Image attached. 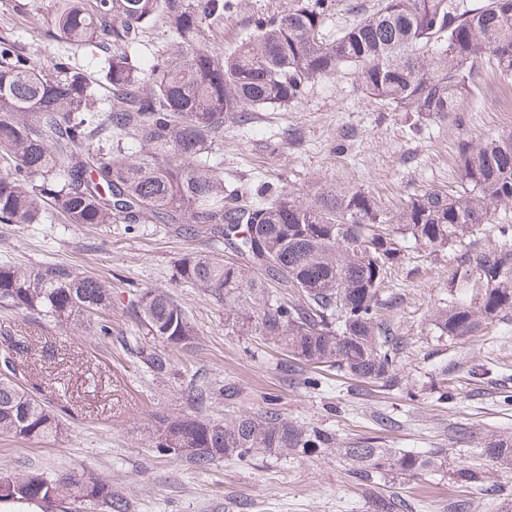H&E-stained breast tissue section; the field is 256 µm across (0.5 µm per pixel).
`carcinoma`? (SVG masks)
<instances>
[{
  "label": "carcinoma",
  "mask_w": 512,
  "mask_h": 512,
  "mask_svg": "<svg viewBox=\"0 0 512 512\" xmlns=\"http://www.w3.org/2000/svg\"><path fill=\"white\" fill-rule=\"evenodd\" d=\"M234 0H57L45 35L71 50L106 54L102 83L61 56L44 64L0 41V222L165 224L180 235L231 242L234 262L187 252L176 279L224 303L225 321L264 337L289 358L336 375L391 385L398 348L381 319L382 289L412 244L429 253L456 245L512 204V130L458 142L462 190L426 189L395 210L359 190L324 188L300 196L278 188H224L215 146L224 124L257 108L299 102L313 83L344 69L364 95L393 112L428 119L460 111L476 88V65L488 60L512 77V0H377L331 34L330 0H295L282 14L259 15L234 51L211 49L206 32ZM162 21L172 42L161 61L134 64L139 34ZM108 112L98 111L101 99ZM148 153L124 156L136 146ZM501 246L461 256L459 284L432 309L436 336H467L512 310V224H499ZM261 270L274 285L256 281ZM482 292L468 294L470 281ZM106 281L48 264L0 263V307L59 323L93 322L112 334ZM147 334L165 345H139L152 377L171 370L169 353L190 348L195 327L168 293L148 289L131 302ZM0 364V436L58 435L63 417L25 388L10 359ZM168 451L195 448L185 459L204 468L225 457L306 454L336 447L354 471L420 476L437 471V452L418 455L368 441L336 445L335 434L291 421L275 410L216 421L167 416L149 431ZM484 452L512 466V435H494ZM69 502L127 512V501L91 470L61 475L0 471V507Z\"/></svg>",
  "instance_id": "obj_1"
}]
</instances>
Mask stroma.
<instances>
[{"mask_svg": "<svg viewBox=\"0 0 512 512\" xmlns=\"http://www.w3.org/2000/svg\"><path fill=\"white\" fill-rule=\"evenodd\" d=\"M292 0H238L211 27L213 48L231 51L262 14L287 11ZM54 0H0V37L24 53L49 59L62 42L42 39ZM403 112L364 97L356 75L343 70L315 83L294 107L253 112L248 124L228 123L219 153L224 184L270 183L310 194L322 187L362 190L386 208L427 188L461 181V137L512 129V79L480 66L474 96L458 117L421 134ZM494 225L431 255L408 249L383 285L382 312L400 348V382L392 387L330 376L308 385L312 370L290 364L279 350L224 320V306L199 288L176 282L175 265L190 251L209 252L201 239L175 236L156 224H1L0 262L27 268L67 265L101 276L112 288V333L82 325L27 319L0 307V338L23 346L16 363L25 383L51 406L66 410L55 437L0 436V471L61 474L89 468L124 494L128 512H383L401 500L405 512H512V468L483 452L490 435L512 433V313L471 336L438 338L428 320L448 296L464 248L497 247ZM171 294L197 329L190 349L172 352V372L143 374L130 349L146 342L127 305L144 289ZM448 381L440 398L434 381ZM212 388L206 405L191 386ZM275 409L342 442L365 438L416 454L440 451L442 469L413 480L351 474L335 449L296 457L257 455L215 461L199 469L152 447L147 431L163 415L232 419Z\"/></svg>", "mask_w": 512, "mask_h": 512, "instance_id": "1", "label": "stroma"}]
</instances>
